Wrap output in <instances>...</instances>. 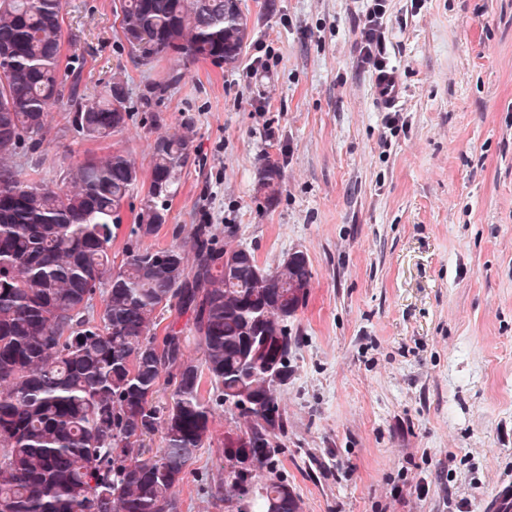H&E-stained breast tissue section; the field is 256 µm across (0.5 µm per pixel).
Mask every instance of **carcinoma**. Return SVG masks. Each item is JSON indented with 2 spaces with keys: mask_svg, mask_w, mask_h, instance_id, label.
<instances>
[{
  "mask_svg": "<svg viewBox=\"0 0 512 512\" xmlns=\"http://www.w3.org/2000/svg\"><path fill=\"white\" fill-rule=\"evenodd\" d=\"M121 4L124 38L143 64L210 55L233 68L250 36L236 0ZM62 10L63 0H0V512H180L174 488L210 438L215 405L247 417L248 436L224 448L215 493L237 499V512H270L273 501L276 512H300L276 439L288 427L278 393L298 343L288 318L293 293L307 297L309 260L262 269L250 251L217 245L202 224L190 264L171 245L131 247L116 266L118 211L139 181L131 155L88 157L52 186L21 176L14 158L42 138L60 101L91 139L128 119L121 78L91 96L59 81ZM189 157L183 137L157 144L137 237L165 223ZM280 180L271 161L258 168L268 195ZM226 252L237 258L227 275ZM174 299L190 314L192 336L171 328L159 341L153 316ZM190 340L198 363L185 358ZM166 369L176 386L161 416L152 401ZM160 424L164 448L147 456L141 441Z\"/></svg>",
  "mask_w": 512,
  "mask_h": 512,
  "instance_id": "obj_1",
  "label": "carcinoma"
}]
</instances>
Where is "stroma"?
I'll return each mask as SVG.
<instances>
[{
  "mask_svg": "<svg viewBox=\"0 0 512 512\" xmlns=\"http://www.w3.org/2000/svg\"><path fill=\"white\" fill-rule=\"evenodd\" d=\"M400 123L357 58L365 0H241L252 33L228 70L145 65L118 0H64L59 75L93 93L121 77L124 130L92 140L59 103L15 158L46 182L89 156L135 159L114 260L151 182L154 147L190 134L155 247L209 223L276 267L303 250L312 279L288 322L298 344L279 406L280 468L302 512H485L512 482V0H386ZM267 73L250 76L259 52ZM281 187L257 186L262 158ZM244 420L216 408L175 492L181 512H232L210 486Z\"/></svg>",
  "mask_w": 512,
  "mask_h": 512,
  "instance_id": "stroma-1",
  "label": "stroma"
}]
</instances>
